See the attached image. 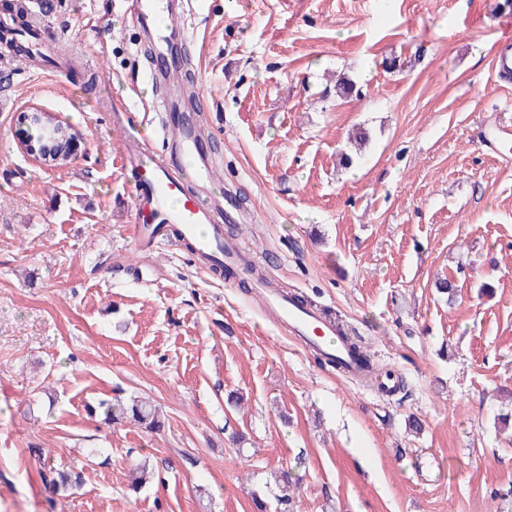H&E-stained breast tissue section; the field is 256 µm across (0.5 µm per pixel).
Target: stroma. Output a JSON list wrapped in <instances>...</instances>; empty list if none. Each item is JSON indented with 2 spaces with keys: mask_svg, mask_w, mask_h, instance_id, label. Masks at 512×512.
Segmentation results:
<instances>
[{
  "mask_svg": "<svg viewBox=\"0 0 512 512\" xmlns=\"http://www.w3.org/2000/svg\"><path fill=\"white\" fill-rule=\"evenodd\" d=\"M6 2L0 30L33 38L0 40V512H253L285 469L299 512H512V162L483 146L512 122L491 65L512 0H178L190 32L158 86L125 0H25L22 18ZM341 77L357 95L337 97ZM158 90L208 98L203 145L241 214L225 238L404 391L377 395L254 291L132 240L119 157L132 130H163L157 153L172 136ZM32 105L80 133L66 166L21 149ZM116 396L149 399L163 429L105 425ZM43 450L78 462L82 488L53 497Z\"/></svg>",
  "mask_w": 512,
  "mask_h": 512,
  "instance_id": "1",
  "label": "stroma"
}]
</instances>
